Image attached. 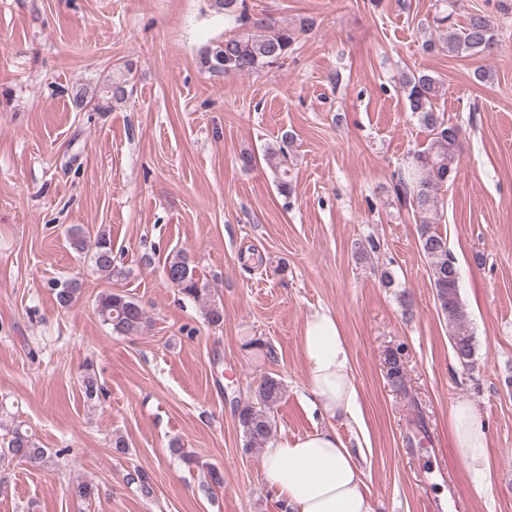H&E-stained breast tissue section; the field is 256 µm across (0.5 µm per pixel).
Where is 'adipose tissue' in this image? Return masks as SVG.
<instances>
[{"label": "adipose tissue", "instance_id": "adipose-tissue-1", "mask_svg": "<svg viewBox=\"0 0 512 512\" xmlns=\"http://www.w3.org/2000/svg\"><path fill=\"white\" fill-rule=\"evenodd\" d=\"M307 364L306 400L328 426L267 444L263 476L267 489L288 512H371L363 471L335 422L357 421L359 388L345 332L336 316L319 308L306 317L300 337ZM454 448L473 472L487 465L488 423L470 400L449 407Z\"/></svg>", "mask_w": 512, "mask_h": 512}]
</instances>
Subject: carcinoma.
I'll list each match as a JSON object with an SVG mask.
<instances>
[{
	"label": "carcinoma",
	"instance_id": "carcinoma-1",
	"mask_svg": "<svg viewBox=\"0 0 512 512\" xmlns=\"http://www.w3.org/2000/svg\"><path fill=\"white\" fill-rule=\"evenodd\" d=\"M214 5L226 13L237 14L238 22L245 30L207 50L201 57L202 66L224 76H238L256 72L280 63L299 37V32L281 28L271 34L260 29L265 21H254L246 12L244 0H214ZM436 28L445 29L442 37L427 39L422 47L426 52H446L450 55L489 57L498 53L501 45L499 30L495 22L482 13L471 14L460 27L451 24V15L437 16L433 20ZM410 112L417 117L430 135L427 146L414 153L407 167L397 174L394 192L400 205L409 207L421 217L419 246L427 259L437 305L448 321L453 351L459 364L468 367L474 357V337L468 333V313L459 294L457 268L448 252V240L433 226L432 215L438 212V192L456 173L461 152L460 128L445 122L437 108L440 94L439 82L429 74L403 72L398 77ZM126 81L123 76H114L92 92L93 109L107 112L112 104L125 101ZM278 150H267L265 158L272 163L278 175V189L286 194L290 189L289 171L284 161L276 160L286 155L287 138ZM71 247L79 254L89 256L94 271L110 280L116 272L112 259V240L102 232L91 239L82 228L68 230ZM165 277L180 293L195 301L209 299L210 289L200 281L189 257L178 252L165 266ZM75 281L56 285L57 304L70 308L79 294ZM96 312L101 321L118 335L139 333L146 323L145 310L134 300L121 293L106 290L96 300ZM282 396V383L272 377H263L252 390V395L237 404L236 416L244 437V451L260 449L273 434L270 410ZM19 458L32 465H46L51 454L34 437L19 427L11 430L10 438L0 447V463Z\"/></svg>",
	"mask_w": 512,
	"mask_h": 512
}]
</instances>
